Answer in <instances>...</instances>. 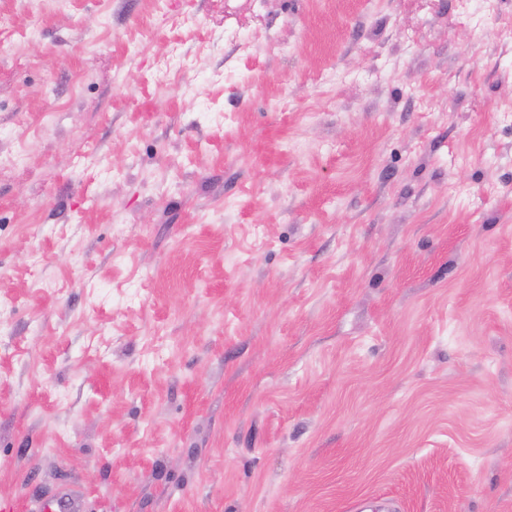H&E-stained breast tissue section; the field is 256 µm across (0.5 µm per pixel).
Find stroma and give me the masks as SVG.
Wrapping results in <instances>:
<instances>
[{"mask_svg":"<svg viewBox=\"0 0 512 512\" xmlns=\"http://www.w3.org/2000/svg\"><path fill=\"white\" fill-rule=\"evenodd\" d=\"M504 9L0 0V504L512 512Z\"/></svg>","mask_w":512,"mask_h":512,"instance_id":"obj_1","label":"stroma"}]
</instances>
